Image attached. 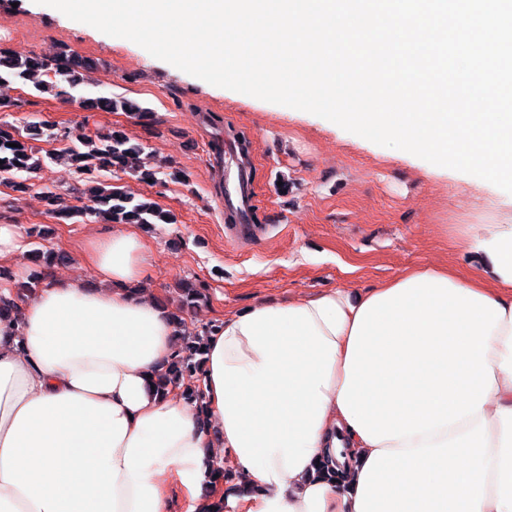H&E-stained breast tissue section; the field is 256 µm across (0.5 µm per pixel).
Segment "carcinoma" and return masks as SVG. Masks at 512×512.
<instances>
[{
	"mask_svg": "<svg viewBox=\"0 0 512 512\" xmlns=\"http://www.w3.org/2000/svg\"><path fill=\"white\" fill-rule=\"evenodd\" d=\"M95 66L89 59L74 55L62 49L55 53L21 57L0 48V83H30L41 94H48L65 101H75L86 111L135 112L141 118L150 111L138 103L124 97H104L96 94L75 95L80 88L89 85L88 73ZM41 128L33 125L19 129L0 124V177L10 178L16 191L29 188V174L43 162L61 159L70 163L78 172L86 175V187L76 203L65 205L59 194L48 190L44 200L48 210L65 218L90 216L106 224H175V214L164 210L153 201H140L125 193L112 183L110 174L138 173L144 181L156 180V174L142 170L141 155L144 147L132 141L125 132L112 130L106 134H80L76 143L62 149L46 152L40 156L33 141ZM41 277L33 276L25 285L18 288L17 299L0 298V319L18 313L17 300L36 294ZM207 298L206 288L189 281L178 284V302L186 311L198 306ZM177 327L182 332V343L175 354L167 360L165 370L156 381L157 391L165 394L180 385L182 394L188 399L202 403L203 395L199 387L185 384L188 378L200 375L203 359V337L212 333L216 326H205L199 331H191L183 318L174 316Z\"/></svg>",
	"mask_w": 512,
	"mask_h": 512,
	"instance_id": "cac0c4a2",
	"label": "carcinoma"
}]
</instances>
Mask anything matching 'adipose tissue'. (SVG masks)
I'll use <instances>...</instances> for the list:
<instances>
[{
  "label": "adipose tissue",
  "instance_id": "obj_1",
  "mask_svg": "<svg viewBox=\"0 0 512 512\" xmlns=\"http://www.w3.org/2000/svg\"><path fill=\"white\" fill-rule=\"evenodd\" d=\"M469 274L261 300L206 338L202 402L149 377L176 330L144 244L94 240L90 286L47 275L0 320V512H512V224H472Z\"/></svg>",
  "mask_w": 512,
  "mask_h": 512
}]
</instances>
